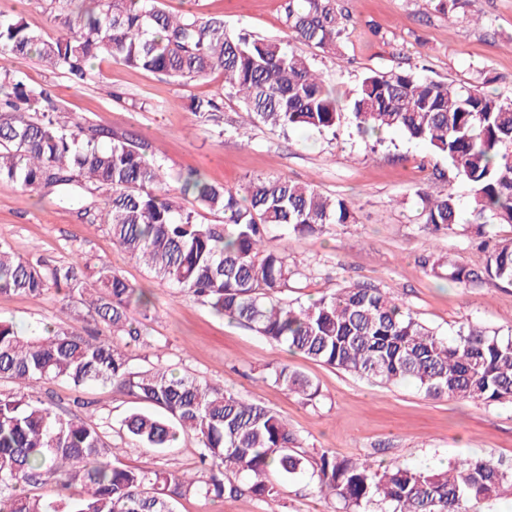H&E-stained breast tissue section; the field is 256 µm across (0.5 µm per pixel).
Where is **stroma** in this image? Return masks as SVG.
<instances>
[{"mask_svg":"<svg viewBox=\"0 0 512 512\" xmlns=\"http://www.w3.org/2000/svg\"><path fill=\"white\" fill-rule=\"evenodd\" d=\"M284 0H198L199 9L223 18L228 29L262 38L287 34ZM351 16L341 57L315 53L313 65L335 91L345 113L336 133L281 131L253 120L242 103L226 95L224 76L175 82L150 72L97 59L87 82L75 85L34 59L0 54V73L22 72L35 87L48 88L59 121H81L89 129L149 143L169 172H198L206 181L241 187L259 177L282 176L311 184L327 196L353 201L355 221L335 224L319 236L278 241L289 259L317 266L285 299L308 302L334 290L364 283L403 301L442 336L479 324L512 333V286L487 281L463 286L430 275L424 257L454 255L483 266L486 256L463 232L435 235L418 216L417 194L454 191L468 210L470 190L456 179L446 158L421 143L388 131L368 146L354 132L351 101L364 75L413 70L444 82L466 83L512 99V0H471L476 24L439 13L433 0H340ZM0 14L17 15L31 29L55 36L49 0H0ZM224 103L222 125L201 121L191 99ZM0 242L30 261L54 266L88 257L118 271L144 289L153 304L147 342L123 339L132 364L144 366L154 346L177 373L224 387L262 404L287 421L306 449L414 468L447 466L449 460L491 458L512 466V403L485 405L433 399L409 384L384 385L361 379L288 351L236 320L156 279L147 267L112 242L104 226L84 221L75 204L56 195L22 193L0 180ZM0 319L22 332L58 323L82 335L105 334L79 298L56 290L39 296L0 294ZM288 365L318 385L316 401L304 402L278 388L272 369ZM34 390L61 414L79 412L121 448L123 464L171 473L199 471L193 436L161 452L118 437L122 419L136 407L111 385L74 388L42 380ZM91 401L76 410L75 400ZM280 512H334L336 504L309 479L280 482ZM262 502L241 495L223 500L191 494L177 499L176 512H263Z\"/></svg>","mask_w":512,"mask_h":512,"instance_id":"obj_1","label":"stroma"}]
</instances>
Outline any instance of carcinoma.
Wrapping results in <instances>:
<instances>
[{"label":"carcinoma","instance_id":"obj_1","mask_svg":"<svg viewBox=\"0 0 512 512\" xmlns=\"http://www.w3.org/2000/svg\"><path fill=\"white\" fill-rule=\"evenodd\" d=\"M94 2L93 8L56 15L54 37L30 29L17 15H0V54L35 58L75 84L90 77L99 56L179 82L219 70L224 89L274 129L334 133L342 123L336 94L306 52L337 54L348 16L336 0H285L293 44L230 33L221 18L192 8L171 13L158 0ZM189 109L207 121L221 111L212 98H195ZM55 112L48 89L28 85L18 72L0 74V179L30 193L52 187L71 202L76 187L106 190L99 223L115 245L156 278L293 352L360 378L410 382L435 399L512 401V335L469 324L441 336L403 303L363 284L310 304L281 297L315 270L273 248L271 233L306 236L331 224H352L347 199L284 177L253 180L240 192L190 172L176 176L181 196L192 198L188 208L164 192L171 175L147 157V143L88 134L77 120L60 124ZM352 115L364 138L398 131L446 157L470 188V223L477 229L489 222L512 225V100L409 71L374 73L362 78ZM418 198L419 216L431 232L459 230L453 189L436 197L420 192ZM200 210L222 214L223 222L198 221ZM425 264L446 269L460 285L491 280L512 286V239L487 250L481 268L458 259ZM51 286L90 296L89 308L112 338L75 335L61 326L22 336L13 323L0 321V381L27 389L43 379L77 387L110 383L142 404L123 421L130 438L167 449L184 434L194 436L206 478L124 465L98 428L54 412L38 397L0 393V512H173V501L189 494H249L270 505L279 494L273 475H310L341 512H471L479 500L512 493V467L492 460L464 459L440 471L381 466L327 451L311 457L270 409L179 376L159 355L147 367H134L117 338H143L149 299L119 273L89 258L46 268L0 242V293L40 295ZM135 311L142 320L133 317ZM270 377L303 400L318 396L310 379L286 365ZM36 485L50 486L52 496L26 493Z\"/></svg>","mask_w":512,"mask_h":512}]
</instances>
